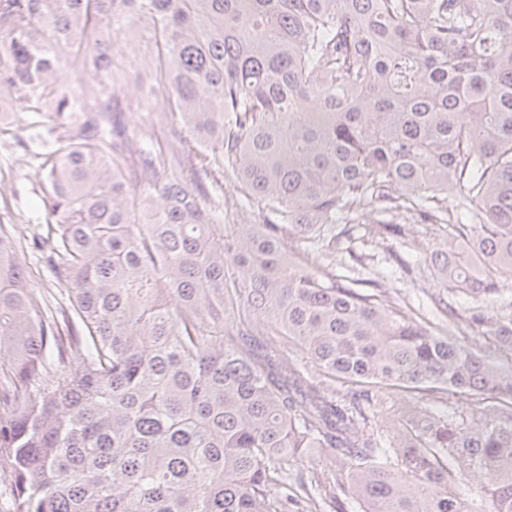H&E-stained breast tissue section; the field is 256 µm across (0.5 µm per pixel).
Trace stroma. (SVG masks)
<instances>
[{
	"label": "stroma",
	"instance_id": "obj_1",
	"mask_svg": "<svg viewBox=\"0 0 512 512\" xmlns=\"http://www.w3.org/2000/svg\"><path fill=\"white\" fill-rule=\"evenodd\" d=\"M26 107V102L18 100L0 106L8 113L0 122V224L11 225L18 241V259L29 272L31 286L55 295L61 283L39 245L52 218L43 203L45 178L33 157L38 145L32 138ZM351 246L364 256L367 270L386 283L390 300L412 306L419 322L439 321L433 300L443 288L425 267L423 253L402 250V257L413 268L407 276L380 243L366 236L364 226L354 228Z\"/></svg>",
	"mask_w": 512,
	"mask_h": 512
}]
</instances>
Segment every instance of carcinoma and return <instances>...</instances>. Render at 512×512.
I'll return each mask as SVG.
<instances>
[{
  "instance_id": "1",
  "label": "carcinoma",
  "mask_w": 512,
  "mask_h": 512,
  "mask_svg": "<svg viewBox=\"0 0 512 512\" xmlns=\"http://www.w3.org/2000/svg\"><path fill=\"white\" fill-rule=\"evenodd\" d=\"M143 26L134 85L56 93ZM5 88L67 128L38 155L62 321L0 224L10 512H512V0H0ZM410 221L474 342L309 252ZM162 97L161 92L154 93L150 97H143L141 109L138 112H134L130 117L132 126H135L145 138H148L152 132V126L154 125L157 128L158 123L161 121L160 112H163L161 107Z\"/></svg>"
}]
</instances>
